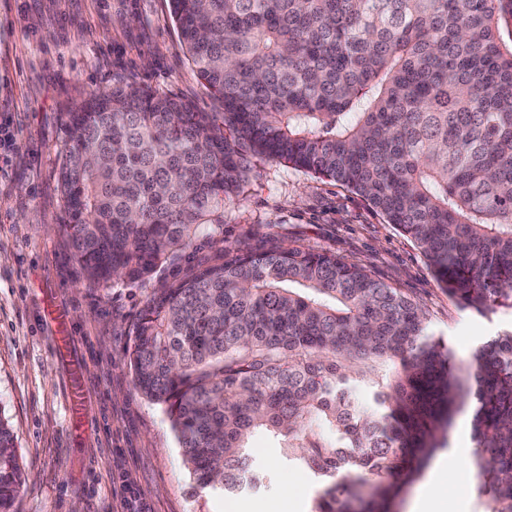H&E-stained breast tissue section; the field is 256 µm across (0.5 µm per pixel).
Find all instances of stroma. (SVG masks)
Instances as JSON below:
<instances>
[{
    "label": "stroma",
    "instance_id": "1",
    "mask_svg": "<svg viewBox=\"0 0 512 512\" xmlns=\"http://www.w3.org/2000/svg\"><path fill=\"white\" fill-rule=\"evenodd\" d=\"M136 87L220 104L198 79L169 0H0V419L25 476L14 512H269L290 489L313 512L325 479L287 465L256 437L250 453L276 474L246 496L197 488L162 407L135 386L133 324L154 288L211 254L205 240L145 282L103 286L87 278L63 231L59 184L63 115L89 93ZM224 240H276L334 253L420 303L456 357L512 328V313L459 311L419 248L349 188L275 161L259 162L247 192L224 205ZM66 315L61 358L49 310ZM80 371L86 411L76 423L70 380ZM469 418L456 419L448 481L465 490L448 512H479Z\"/></svg>",
    "mask_w": 512,
    "mask_h": 512
}]
</instances>
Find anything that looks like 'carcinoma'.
Wrapping results in <instances>:
<instances>
[{
	"mask_svg": "<svg viewBox=\"0 0 512 512\" xmlns=\"http://www.w3.org/2000/svg\"><path fill=\"white\" fill-rule=\"evenodd\" d=\"M223 111L95 92L64 114L65 231L87 277L149 295L135 384L201 489L257 492L247 452L332 479L314 512H394L470 413L483 512H512V330L456 358L422 306L327 251L224 245L248 156L342 183L413 241L448 299L512 311V0H170ZM25 478L0 420V512Z\"/></svg>",
	"mask_w": 512,
	"mask_h": 512,
	"instance_id": "cac0c4a2",
	"label": "carcinoma"
}]
</instances>
